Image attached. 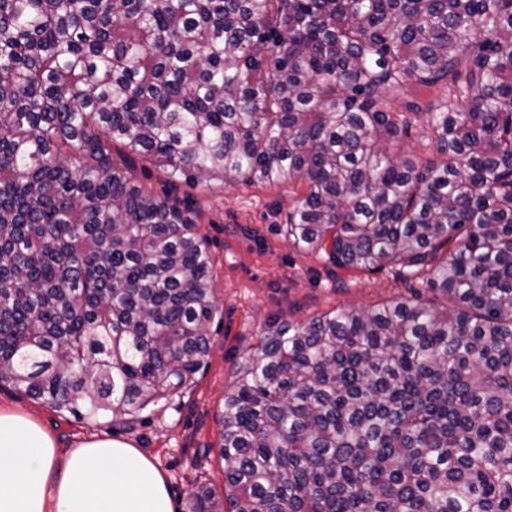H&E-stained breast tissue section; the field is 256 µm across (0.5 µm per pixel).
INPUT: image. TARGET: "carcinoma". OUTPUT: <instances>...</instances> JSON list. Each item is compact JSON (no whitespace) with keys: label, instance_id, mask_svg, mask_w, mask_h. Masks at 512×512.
Here are the masks:
<instances>
[{"label":"carcinoma","instance_id":"obj_1","mask_svg":"<svg viewBox=\"0 0 512 512\" xmlns=\"http://www.w3.org/2000/svg\"><path fill=\"white\" fill-rule=\"evenodd\" d=\"M411 83L445 89L415 158ZM116 144L172 185H301L296 248L421 282L266 321L224 497L187 512H512V0H0V386L129 424L220 310L195 220ZM131 175L135 182L152 189L155 193L161 195L171 193L173 188L167 181L166 175L155 165L135 157L134 161L129 163Z\"/></svg>","mask_w":512,"mask_h":512}]
</instances>
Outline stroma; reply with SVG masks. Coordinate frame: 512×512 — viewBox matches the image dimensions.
<instances>
[{
	"mask_svg": "<svg viewBox=\"0 0 512 512\" xmlns=\"http://www.w3.org/2000/svg\"><path fill=\"white\" fill-rule=\"evenodd\" d=\"M135 182L155 193L175 192L198 213L199 230L213 258V288L221 318L211 324L207 368L194 386L149 406L131 424L90 423L0 388V411L31 416L58 447L72 448L95 436L127 441L149 454L164 472L175 512H185L199 483L223 487L219 414L237 360L255 346L269 317L298 320L342 306L370 307L407 296L409 279L396 267L328 269L324 255L296 250L276 232L302 189L293 184L170 186L166 175L142 159L130 163Z\"/></svg>",
	"mask_w": 512,
	"mask_h": 512,
	"instance_id": "35a3bbf8",
	"label": "stroma"
}]
</instances>
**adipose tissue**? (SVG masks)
I'll return each mask as SVG.
<instances>
[{
    "mask_svg": "<svg viewBox=\"0 0 512 512\" xmlns=\"http://www.w3.org/2000/svg\"><path fill=\"white\" fill-rule=\"evenodd\" d=\"M0 512H173L142 449L106 436L67 451L31 417L0 411Z\"/></svg>",
    "mask_w": 512,
    "mask_h": 512,
    "instance_id": "adipose-tissue-1",
    "label": "adipose tissue"
}]
</instances>
